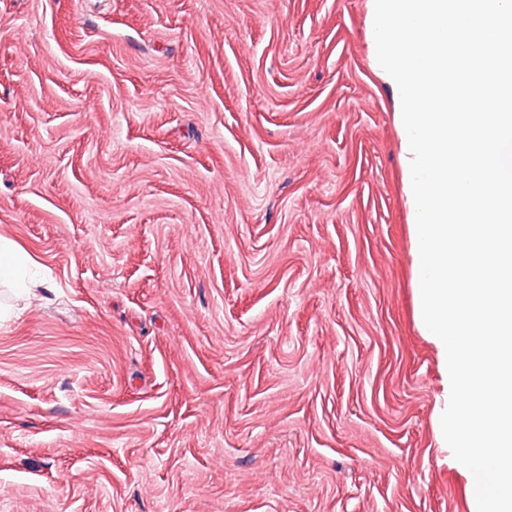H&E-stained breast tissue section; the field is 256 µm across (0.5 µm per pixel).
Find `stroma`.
I'll use <instances>...</instances> for the list:
<instances>
[{
    "mask_svg": "<svg viewBox=\"0 0 512 512\" xmlns=\"http://www.w3.org/2000/svg\"><path fill=\"white\" fill-rule=\"evenodd\" d=\"M366 0H0V512H471ZM26 258L9 240L0 236V284H20L25 278Z\"/></svg>",
    "mask_w": 512,
    "mask_h": 512,
    "instance_id": "1",
    "label": "stroma"
}]
</instances>
